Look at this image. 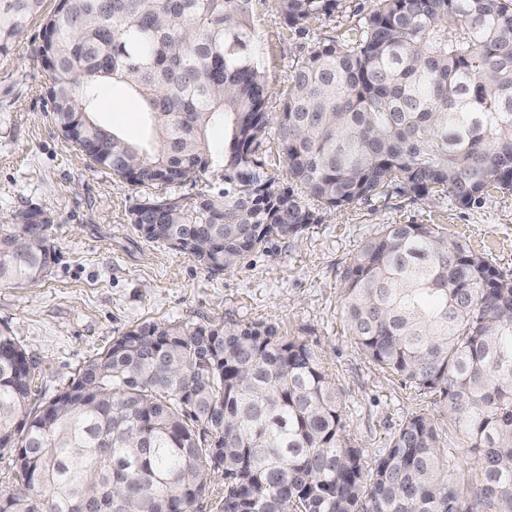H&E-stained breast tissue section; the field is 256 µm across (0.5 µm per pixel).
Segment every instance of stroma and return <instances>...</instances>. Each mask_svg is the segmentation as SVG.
Returning a JSON list of instances; mask_svg holds the SVG:
<instances>
[{"label":"stroma","instance_id":"35a3bbf8","mask_svg":"<svg viewBox=\"0 0 512 512\" xmlns=\"http://www.w3.org/2000/svg\"><path fill=\"white\" fill-rule=\"evenodd\" d=\"M256 54L278 111L293 62L339 20L315 18L303 29L278 18L274 0H253ZM42 34L33 22L0 61V224L17 211L46 207L56 216L49 277L0 287V330L10 332L43 370V387L68 384L79 366L125 331L153 322H261L299 337L321 355L344 403L351 438L373 461L421 401L398 377L378 371L350 340L341 306L340 271L370 229L433 224L476 252L512 269V194L491 193L468 208L399 194L324 213L301 237L276 239L235 269L211 273L183 253L140 238L128 215L141 197L115 176L77 161L57 131L44 94L45 71L33 56ZM97 119L131 137L145 116L119 86L98 89ZM459 460L452 480L467 494L481 486L476 457L449 429Z\"/></svg>","mask_w":512,"mask_h":512}]
</instances>
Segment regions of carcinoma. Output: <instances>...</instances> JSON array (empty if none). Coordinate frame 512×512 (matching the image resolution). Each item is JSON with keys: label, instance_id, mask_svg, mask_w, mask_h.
Wrapping results in <instances>:
<instances>
[{"label": "carcinoma", "instance_id": "carcinoma-1", "mask_svg": "<svg viewBox=\"0 0 512 512\" xmlns=\"http://www.w3.org/2000/svg\"><path fill=\"white\" fill-rule=\"evenodd\" d=\"M43 0H0V59ZM290 28L348 17L292 65L279 112L255 53L252 0H57L34 57L61 137L77 158L134 187L165 188L129 212L145 241L211 272L321 211L392 193L460 207L512 194V0H274ZM113 81L144 106L132 140L95 117ZM224 128L215 149L208 131ZM275 140L289 186L258 151ZM218 170L224 189L177 193ZM53 218L25 209L0 224V286L44 280ZM224 242L205 258L186 242ZM360 353L458 428L483 484L451 480L455 455L435 416L406 419L372 465L349 438L315 348L234 322L133 327L64 388L0 331V451L23 489L0 512H512V272L429 224H381L340 272ZM224 486L211 492V479Z\"/></svg>", "mask_w": 512, "mask_h": 512}]
</instances>
